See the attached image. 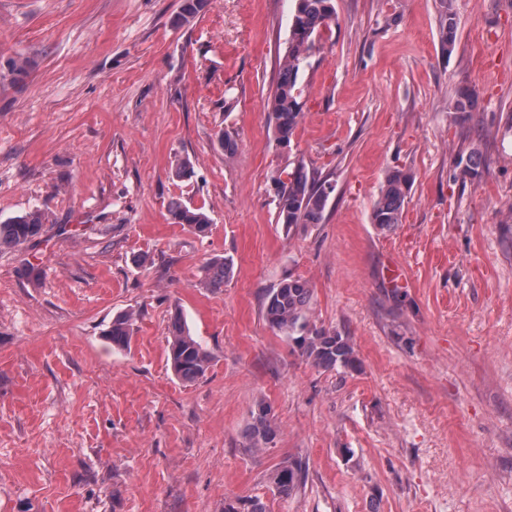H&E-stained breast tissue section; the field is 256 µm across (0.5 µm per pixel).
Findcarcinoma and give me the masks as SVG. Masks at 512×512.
<instances>
[{"label": "carcinoma", "mask_w": 512, "mask_h": 512, "mask_svg": "<svg viewBox=\"0 0 512 512\" xmlns=\"http://www.w3.org/2000/svg\"><path fill=\"white\" fill-rule=\"evenodd\" d=\"M206 0H182L178 21L188 22L204 6ZM439 39L442 51L451 54L457 39V21L453 0H440ZM335 20L333 0H295L291 21V36L280 63L279 79L269 97L268 106L274 120L276 142L282 147L290 146L295 129L301 122L298 102L297 77L307 63L314 47L315 35ZM477 95L468 87L460 88L453 103V111L469 113L475 110ZM484 159L474 150L467 156L462 173L471 178L482 174ZM172 174L178 179H190L195 174L189 158H179L172 165ZM277 222L288 230L300 224H319L330 196L328 181L311 177L305 166L298 164L292 170H282L277 176ZM412 187L411 176L401 170L388 173L374 204L371 220L381 230L390 231L402 223L403 212ZM168 212L175 224H183L197 235L206 234L212 219L201 207L189 206L179 199L168 204ZM43 232V218L39 211H30L0 221V250L13 249L39 238ZM232 269L231 260L214 258L204 266L201 285L204 288L224 287V279ZM312 299V288L308 281L295 278L278 283L268 290L264 303V318L269 327L279 336L293 341L314 366L334 370L343 375L356 368V355L350 339L336 330L317 327L310 323L308 312ZM133 314L125 313L112 318L107 336L112 346L126 349L132 337ZM169 359L175 376L186 383L195 382L205 376L210 367L211 356L190 331L180 311H175L169 329ZM277 426L270 407L264 403L252 412V422L247 436L257 448L268 444L276 437ZM274 493L281 499L295 495L303 486L301 462L288 460L268 477ZM224 512H266L265 503L251 498L236 506L224 505Z\"/></svg>", "instance_id": "carcinoma-1"}]
</instances>
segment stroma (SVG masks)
<instances>
[{
    "label": "stroma",
    "mask_w": 512,
    "mask_h": 512,
    "mask_svg": "<svg viewBox=\"0 0 512 512\" xmlns=\"http://www.w3.org/2000/svg\"><path fill=\"white\" fill-rule=\"evenodd\" d=\"M181 3L0 0V220L46 216L37 245L0 253V512H512V0H455L449 55L440 0H334L286 151L268 98L294 0H208L187 23ZM297 163L335 190L288 230L272 179ZM396 169L411 192L382 231ZM176 198L207 235L172 223ZM214 257L233 262L217 290ZM289 277L314 289L311 323L350 338L346 377L267 325ZM177 310L212 356L192 383L168 361ZM261 401L277 435L256 449ZM291 458L305 482L284 500L268 475ZM453 0H440L439 39L442 51L451 54L457 39V21ZM411 187V176L406 172L388 173L372 210L371 220L377 228L390 231L401 224ZM168 212L173 223L186 225L197 235H205L212 224V219L203 208L189 206L180 199L169 202ZM203 269L202 287L210 289L222 288L224 286V279L231 272L232 262L227 258H214L207 262ZM133 314L125 313L113 317L107 331V336L112 341V347L126 349L130 345L132 337Z\"/></svg>",
    "instance_id": "obj_1"
}]
</instances>
